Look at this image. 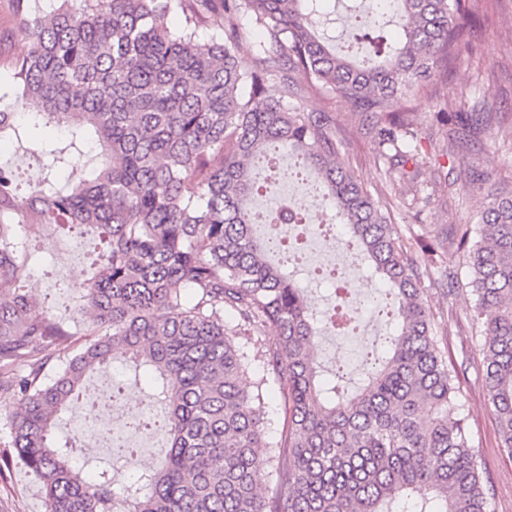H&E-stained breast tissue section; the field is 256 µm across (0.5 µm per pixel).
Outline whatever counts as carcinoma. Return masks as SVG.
Returning a JSON list of instances; mask_svg holds the SVG:
<instances>
[{"label": "carcinoma", "mask_w": 512, "mask_h": 512, "mask_svg": "<svg viewBox=\"0 0 512 512\" xmlns=\"http://www.w3.org/2000/svg\"><path fill=\"white\" fill-rule=\"evenodd\" d=\"M11 2L28 43L12 78L34 113L20 121L1 104L0 134L28 142L40 119L67 132L64 147L31 150L49 162L28 194L20 174L0 165V391L23 401L7 420L10 447L40 483L48 512H490L421 264L388 208L336 165V116L299 105L315 90L374 115L376 155L389 182L401 184L407 166L427 160L412 149V118L397 105L470 48L478 0H395L390 13L354 5L368 32L339 51L317 31L327 0H56L38 13L29 0ZM176 13L183 23L172 29ZM243 16L265 32L248 70L236 56ZM362 39L373 53L359 61ZM491 125L488 112L448 114L450 146L457 133L476 138ZM93 148L112 163L90 179L58 177ZM281 150L300 160L302 180L334 205L385 286L377 309L395 330L366 347L354 386L342 384L341 366L321 381L313 313L288 260L270 258L279 243L254 224L251 199L287 177ZM488 197L477 241L450 227L424 251L464 250L483 319L482 383L512 455V191ZM18 217L99 235L83 297L86 340L73 356L59 349L67 328L32 301L33 249ZM271 223L303 220L285 202ZM339 317L341 332L358 329L343 296L331 326ZM270 329L277 339L249 383L250 346ZM53 358L60 366L48 379ZM114 362L153 374L170 437L155 471L138 470L132 449L122 456L138 477L121 497L109 471L89 482L53 444L58 415L85 377ZM269 387L283 414L273 438Z\"/></svg>", "instance_id": "obj_1"}]
</instances>
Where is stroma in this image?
Here are the masks:
<instances>
[{"label":"stroma","mask_w":512,"mask_h":512,"mask_svg":"<svg viewBox=\"0 0 512 512\" xmlns=\"http://www.w3.org/2000/svg\"><path fill=\"white\" fill-rule=\"evenodd\" d=\"M485 4L489 21L475 32L472 51L462 53L448 75L439 77L408 103L415 116V145L430 158L416 178L422 189L430 191L429 202L408 206L398 189L386 182L383 166L375 157L369 114L331 107L319 94L308 95L302 102L308 112L335 109L336 132L344 142L337 164L359 175L374 197L390 202L393 222L408 251L416 255L424 241L433 239L441 229L463 224L476 228L488 192L512 184V139L491 129L472 142L463 160L452 163L446 156L448 128L436 119L444 108L468 112L484 102L492 111L512 115V0H485ZM11 13V0H0V101L22 112L26 106L13 92L10 65L26 52L27 43L14 28ZM24 234L38 246L31 268L32 297L39 311L66 324L70 332L66 348L75 352L84 341L81 305L91 261L100 250L99 238L92 232L62 237L45 226L26 228ZM464 262L462 251L454 248L437 257L422 276L424 297L439 339L455 362L465 368L459 379L460 399L472 444L493 487L491 512H512V456L501 445L480 380L476 298L468 286ZM344 286L365 327L363 337L378 334L381 326L364 297L377 294L379 283L368 278L363 268L351 267ZM90 413L105 424L113 422L112 412L89 408L82 398L72 411L63 414L55 440L59 446L71 447L75 460L110 462L108 453L78 435L77 424ZM0 512H47L39 482L20 463H0Z\"/></svg>","instance_id":"1"}]
</instances>
